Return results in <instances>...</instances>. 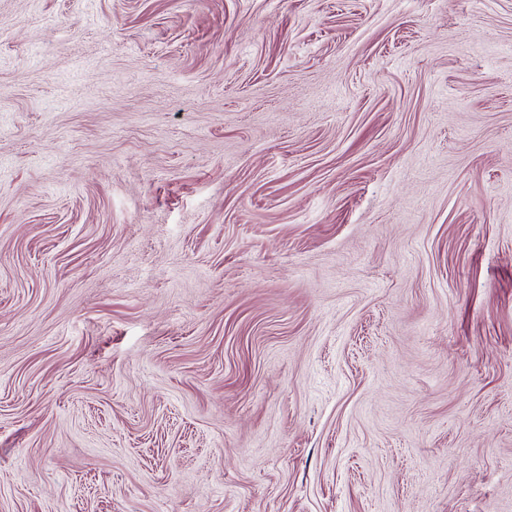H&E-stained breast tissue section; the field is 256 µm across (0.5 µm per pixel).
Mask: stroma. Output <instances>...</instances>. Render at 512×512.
<instances>
[{"instance_id": "obj_1", "label": "stroma", "mask_w": 512, "mask_h": 512, "mask_svg": "<svg viewBox=\"0 0 512 512\" xmlns=\"http://www.w3.org/2000/svg\"><path fill=\"white\" fill-rule=\"evenodd\" d=\"M0 512H512V0H0Z\"/></svg>"}]
</instances>
